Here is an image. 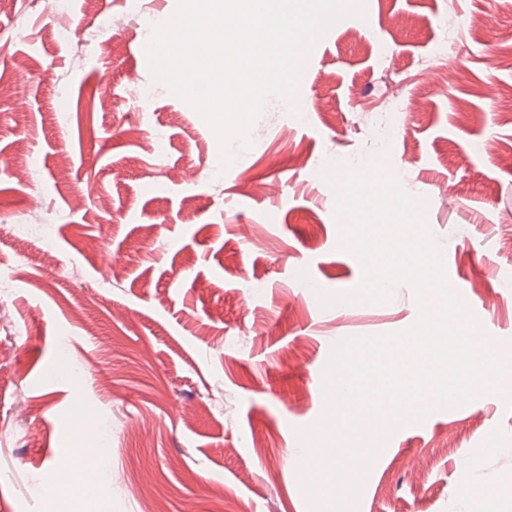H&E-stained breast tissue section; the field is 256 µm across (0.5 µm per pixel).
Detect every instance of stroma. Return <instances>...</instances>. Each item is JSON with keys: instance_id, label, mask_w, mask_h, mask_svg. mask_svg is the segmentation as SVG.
I'll list each match as a JSON object with an SVG mask.
<instances>
[{"instance_id": "1", "label": "stroma", "mask_w": 512, "mask_h": 512, "mask_svg": "<svg viewBox=\"0 0 512 512\" xmlns=\"http://www.w3.org/2000/svg\"><path fill=\"white\" fill-rule=\"evenodd\" d=\"M361 6L312 47L296 108L268 100L224 168L150 75L176 0H0V512H311L297 433L324 419L333 345L418 314L407 285L320 306L363 276L326 161L384 155L467 306L512 338V0ZM446 26L443 85L427 51ZM392 97L382 141L366 114ZM31 209L51 243L24 233ZM73 448L93 471L47 496ZM369 471L357 512H512V385L387 431Z\"/></svg>"}]
</instances>
